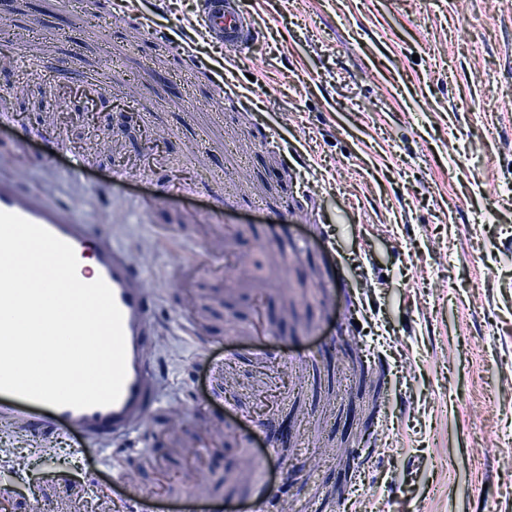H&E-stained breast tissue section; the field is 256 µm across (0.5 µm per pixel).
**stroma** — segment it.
<instances>
[{
    "instance_id": "35a3bbf8",
    "label": "stroma",
    "mask_w": 512,
    "mask_h": 512,
    "mask_svg": "<svg viewBox=\"0 0 512 512\" xmlns=\"http://www.w3.org/2000/svg\"><path fill=\"white\" fill-rule=\"evenodd\" d=\"M240 6L262 30L251 53L228 72L224 46L198 41V67L186 76L174 45L167 65L153 66L152 31L184 27L196 0H167L160 15L146 0L133 12L109 9L94 54L80 46L83 0H0V17L16 32L54 41L33 60L22 42L0 41V109L12 114L0 123V156L17 161L20 187L49 200L85 193L84 224L104 222L108 203L96 188L119 174L132 176L128 197H168L108 228L130 260L155 251L145 277L160 337L152 419L163 437L60 439L87 485L79 512H101L102 483L111 512H123L130 480L174 499L194 489L231 504L278 482L289 512H330L335 487L349 503L351 484H337L335 461L307 439L320 425L338 440L359 429L344 402L329 419L312 413L350 385L339 339L346 297L323 237L346 259L343 273L377 295L376 323L360 336L364 354L386 371L384 446L361 485L369 512H512V0ZM114 73L126 85L106 93L108 105L139 119L113 122L93 146L69 115L88 78L105 84ZM223 80L248 108L221 107ZM188 99L198 105L191 120ZM276 128L294 164L283 180L267 167L264 140ZM164 129L172 137L149 148L148 132ZM51 131L66 143L55 177L45 171ZM78 162L84 182L61 178ZM214 191L235 198L228 232L239 259L225 263L218 250L204 270L193 217L209 213ZM298 202L313 203L310 223L270 238L267 210ZM158 224L173 227V237L152 238ZM278 251L284 270L261 278L259 264ZM259 306L270 323L265 337L246 332ZM182 311L187 323H174ZM197 327L213 338L204 363ZM332 336L328 355L322 345ZM218 366L234 383L220 384ZM269 417L291 422L292 438L268 435L261 423ZM0 448L31 463L18 480L22 495L38 491L40 443L17 431L0 437ZM283 449L295 469L286 481L268 464ZM153 454L161 468L147 466Z\"/></svg>"
}]
</instances>
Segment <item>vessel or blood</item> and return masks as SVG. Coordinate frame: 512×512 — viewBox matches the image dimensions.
Segmentation results:
<instances>
[{
    "instance_id": "obj_1",
    "label": "vessel or blood",
    "mask_w": 512,
    "mask_h": 512,
    "mask_svg": "<svg viewBox=\"0 0 512 512\" xmlns=\"http://www.w3.org/2000/svg\"><path fill=\"white\" fill-rule=\"evenodd\" d=\"M199 17L210 37L224 45L230 54L246 55L259 37L250 17L241 11L238 0H199ZM12 167L10 159L0 160V211L16 214L43 227L68 243L77 257H90V268L79 269L78 276L85 282L103 280L113 292L122 314L126 377L119 399L107 406L57 408L0 392V432L10 433L18 428L49 445L67 431L89 438L109 436L135 423L146 425L155 405L151 389L155 366L150 356L156 338L151 331L152 291L141 268L130 264L105 236L93 234L89 225L72 220V211L84 204L81 197L68 196L61 202L51 203L25 194L15 182L2 176L3 171ZM301 221L300 213L289 207L268 214L270 231L276 236ZM46 466L52 473L48 493L74 498L77 483L69 472L51 458L47 459ZM283 508L279 485L269 483L262 496L243 512H282Z\"/></svg>"
}]
</instances>
